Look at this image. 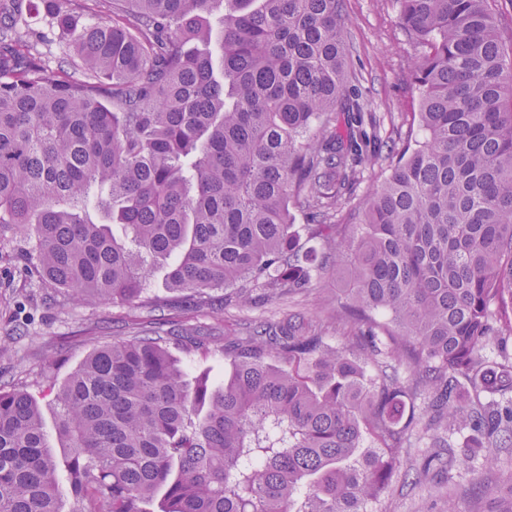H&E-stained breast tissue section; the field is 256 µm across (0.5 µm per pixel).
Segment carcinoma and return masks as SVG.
Instances as JSON below:
<instances>
[{
    "instance_id": "1",
    "label": "carcinoma",
    "mask_w": 512,
    "mask_h": 512,
    "mask_svg": "<svg viewBox=\"0 0 512 512\" xmlns=\"http://www.w3.org/2000/svg\"><path fill=\"white\" fill-rule=\"evenodd\" d=\"M492 2L398 0L425 48L423 137L361 223L306 226L317 253L289 203L328 212L379 156L340 0H0V240L24 233L44 283L146 304L156 265L201 302L293 297L334 266L349 282L343 340L301 315L255 326L218 386L164 336L94 348L56 395L79 505L377 512L414 439L434 447L414 483L512 448V351L483 355L512 340V46ZM34 12L70 44L54 68ZM56 471L35 399L0 387V512H60Z\"/></svg>"
}]
</instances>
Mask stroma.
<instances>
[{"instance_id": "35a3bbf8", "label": "stroma", "mask_w": 512, "mask_h": 512, "mask_svg": "<svg viewBox=\"0 0 512 512\" xmlns=\"http://www.w3.org/2000/svg\"><path fill=\"white\" fill-rule=\"evenodd\" d=\"M350 20L347 42L353 85L366 111L380 119L378 134L387 141L377 163L359 166L349 192L336 209L322 216L325 224H354L369 195L386 178L406 145L420 136L421 94L411 76V62L421 46L411 41L399 19L397 0H341ZM315 288L304 295L269 300L254 290L245 304H225L224 292L212 290L208 306L193 296L169 289L164 268H154L147 281L150 295L163 301L149 311L133 303L76 301L44 286L30 260L27 240L17 236L0 242V385L27 391L38 401L50 452L65 461L72 450L58 428L57 389L88 352L112 340L160 331L185 330L210 340L207 354L182 353L190 375L224 378V345L257 324L284 325L301 314L319 324L328 343L340 340L336 309L343 283L335 271L315 273ZM493 467L474 460L452 471L448 480L424 479L407 484L395 475L379 512H512V448H497Z\"/></svg>"}]
</instances>
